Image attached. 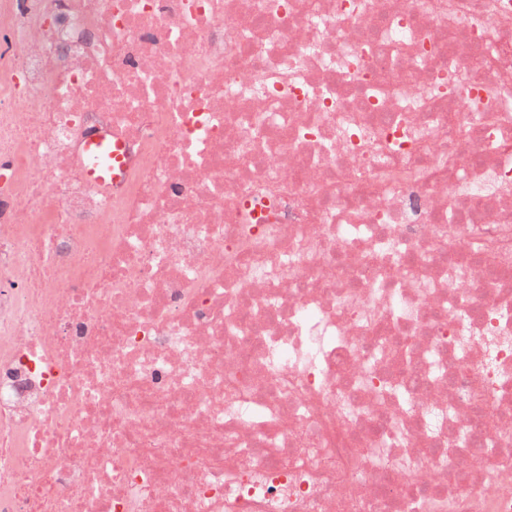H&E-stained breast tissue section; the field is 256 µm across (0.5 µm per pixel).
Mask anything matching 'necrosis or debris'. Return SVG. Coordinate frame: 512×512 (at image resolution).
Wrapping results in <instances>:
<instances>
[{
	"mask_svg": "<svg viewBox=\"0 0 512 512\" xmlns=\"http://www.w3.org/2000/svg\"><path fill=\"white\" fill-rule=\"evenodd\" d=\"M0 512H512V0H0Z\"/></svg>",
	"mask_w": 512,
	"mask_h": 512,
	"instance_id": "necrosis-or-debris-1",
	"label": "necrosis or debris"
}]
</instances>
